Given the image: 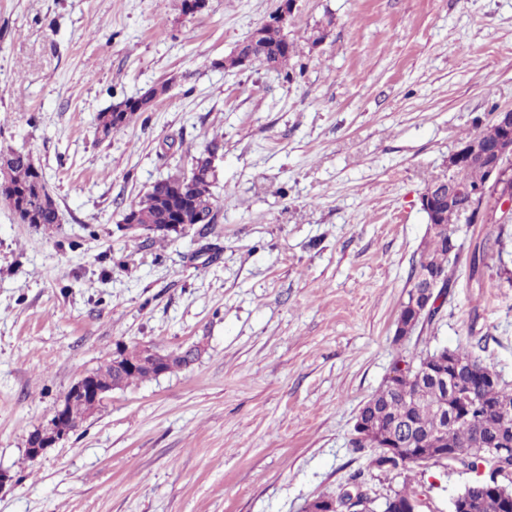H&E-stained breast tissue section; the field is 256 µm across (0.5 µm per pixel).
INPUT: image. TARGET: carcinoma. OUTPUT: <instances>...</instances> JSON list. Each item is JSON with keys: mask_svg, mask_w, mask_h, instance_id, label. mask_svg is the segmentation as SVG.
<instances>
[{"mask_svg": "<svg viewBox=\"0 0 512 512\" xmlns=\"http://www.w3.org/2000/svg\"><path fill=\"white\" fill-rule=\"evenodd\" d=\"M261 44L263 59L259 64L284 73L287 80L293 73L284 69L296 53L294 42L288 39L285 29L275 21V16L263 24ZM166 91L152 88L143 96L125 99L114 108L97 116V131L104 138L116 133L110 114L121 113L119 129L126 128L140 112L147 111L153 101ZM220 147L213 139L195 157L189 172H178L164 182H154L141 200L130 206L123 221L134 219L137 224L166 225L179 221L182 225L207 226L214 221L216 197L214 188L218 175L209 170L207 154ZM7 164V171L0 173V197L11 207L21 223L51 226L60 223L54 196L35 165L32 156L23 151L0 154V164ZM448 182L464 185L465 195H449L440 204V224L427 229L418 259L411 267L408 287L417 288L434 276L449 275V265L456 262L459 254L448 257L451 245L461 247L456 236V225L475 224L479 215L489 214L495 188H486V173L480 156L448 170ZM454 364L451 377L456 390L446 393L441 385L421 376L431 366L436 351L399 353L392 372L396 373L393 384L385 383L364 404L367 419L374 431L361 438H351L356 449L378 448L390 439L400 441L406 448H419L428 440L433 447L445 446L459 456L460 466L469 470L486 468L488 478L500 476L503 489L491 495L477 481L465 486L457 497L466 500L469 512H506L504 504L512 502V463L498 462L481 456L476 449L501 435L512 437V387L502 383L492 367L472 354L460 349L443 348ZM94 374L112 382L121 389L138 381L156 377L152 368L140 367L123 375L112 369V359H107ZM469 398L466 415L452 418L449 412L455 407L459 394Z\"/></svg>", "mask_w": 512, "mask_h": 512, "instance_id": "carcinoma-1", "label": "carcinoma"}]
</instances>
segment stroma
Segmentation results:
<instances>
[{
  "label": "stroma",
  "mask_w": 512,
  "mask_h": 512,
  "mask_svg": "<svg viewBox=\"0 0 512 512\" xmlns=\"http://www.w3.org/2000/svg\"><path fill=\"white\" fill-rule=\"evenodd\" d=\"M180 2L0 0V151L31 153L60 213L44 229L0 201V512H303L354 474L450 512L482 472L385 473L350 438L402 351L462 348L512 386V224L459 225L442 308L394 340L420 194L512 105V0H295L289 82L220 66L280 0ZM162 84L99 138L100 112ZM216 136L208 232H122ZM120 345L202 353L29 457L30 432Z\"/></svg>",
  "instance_id": "stroma-1"
}]
</instances>
